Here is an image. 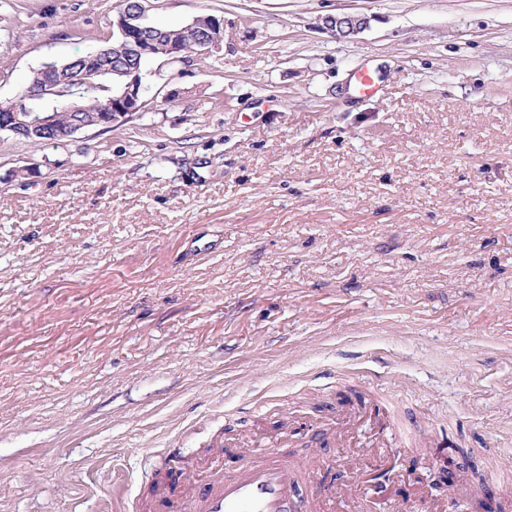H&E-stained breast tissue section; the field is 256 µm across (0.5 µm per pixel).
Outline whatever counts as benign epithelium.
<instances>
[{
  "label": "benign epithelium",
  "mask_w": 512,
  "mask_h": 512,
  "mask_svg": "<svg viewBox=\"0 0 512 512\" xmlns=\"http://www.w3.org/2000/svg\"><path fill=\"white\" fill-rule=\"evenodd\" d=\"M146 0H123V7L112 20V29L122 39L128 50L126 60L116 66L107 63L104 52L97 50L81 57L77 75L70 79L73 94L99 86L98 78L112 73L123 78L118 89L112 91L103 104L94 122L110 128L124 122L130 115L145 107L143 100V66L155 58L156 41L146 35L144 23L149 21ZM366 18L354 14L328 16L324 19L325 28L339 38H347L366 27ZM185 28H197L203 33L198 55L208 54L223 38V20L215 15L200 14L193 17ZM165 53L171 60L183 58L181 31L165 32ZM59 85L58 70L54 66L37 72V77L27 87L21 97L9 104L0 105V131H8L28 138L50 134L51 119L42 108L56 99Z\"/></svg>",
  "instance_id": "1"
}]
</instances>
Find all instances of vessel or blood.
I'll list each match as a JSON object with an SVG mask.
<instances>
[{
  "mask_svg": "<svg viewBox=\"0 0 512 512\" xmlns=\"http://www.w3.org/2000/svg\"><path fill=\"white\" fill-rule=\"evenodd\" d=\"M233 475L213 468L203 492L188 495L184 512H338L339 494L312 464L292 463L284 448H244Z\"/></svg>",
  "mask_w": 512,
  "mask_h": 512,
  "instance_id": "vessel-or-blood-1",
  "label": "vessel or blood"
}]
</instances>
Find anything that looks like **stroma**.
<instances>
[{"instance_id": "stroma-1", "label": "stroma", "mask_w": 512, "mask_h": 512, "mask_svg": "<svg viewBox=\"0 0 512 512\" xmlns=\"http://www.w3.org/2000/svg\"><path fill=\"white\" fill-rule=\"evenodd\" d=\"M121 5L0 0V104ZM146 7L223 40L152 59L122 124L0 132V512H151L166 449L228 467L243 437L354 473L356 512L452 478L448 512H512V0ZM381 398L418 451L369 407L343 447L337 406ZM326 29L334 32L339 38L356 35L366 27V18L354 14L328 16L323 22ZM377 406L379 410L382 411L383 414L388 415L389 417H392V413L394 414V424H392V427L388 431V434L386 435V440H391L390 444L392 447H398L397 449L399 451H411L413 448L412 439L410 435L407 432L406 427L402 423V421L399 419L398 414L395 410L394 404L392 401L384 399L383 403H377Z\"/></svg>"}]
</instances>
